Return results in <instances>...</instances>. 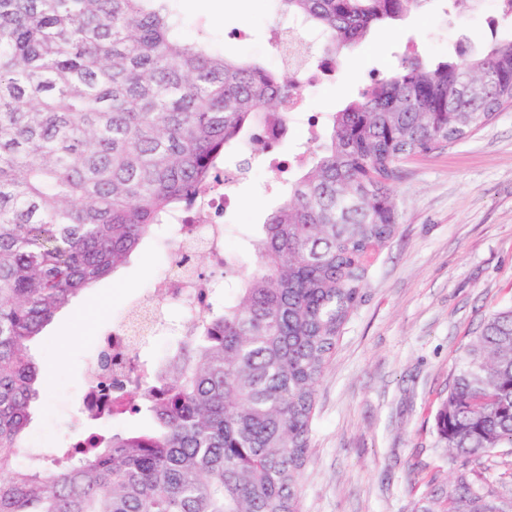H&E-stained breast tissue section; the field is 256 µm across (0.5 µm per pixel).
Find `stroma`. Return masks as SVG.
<instances>
[{
    "instance_id": "35a3bbf8",
    "label": "stroma",
    "mask_w": 512,
    "mask_h": 512,
    "mask_svg": "<svg viewBox=\"0 0 512 512\" xmlns=\"http://www.w3.org/2000/svg\"><path fill=\"white\" fill-rule=\"evenodd\" d=\"M182 36L206 32L225 51L280 61L270 44L274 20L266 0H184ZM489 0L471 10L424 0L403 21L346 53L334 79L308 88L309 113L339 109L372 75L396 69L410 51L428 61L479 50ZM243 28L248 37L228 34ZM237 177V204L222 222L243 263L235 233L263 223L278 204L260 169ZM397 233L369 276L365 300L345 326L317 387V416L300 476L303 512H432L433 495L451 465L437 446L435 414L448 376L481 322L512 305V109L464 140L406 163L395 184ZM175 235L163 232L145 254L98 283L56 315L31 345L54 372L28 430L34 448L51 447L78 426L77 404L106 333L132 306L147 302L165 273ZM476 480L512 504V450L475 467Z\"/></svg>"
}]
</instances>
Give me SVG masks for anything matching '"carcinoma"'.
Masks as SVG:
<instances>
[{
	"label": "carcinoma",
	"instance_id": "1",
	"mask_svg": "<svg viewBox=\"0 0 512 512\" xmlns=\"http://www.w3.org/2000/svg\"><path fill=\"white\" fill-rule=\"evenodd\" d=\"M181 0H0V512H301L316 391L371 270L396 235L401 165L512 106V32L426 64L413 52L336 112L279 206L248 237L255 261L209 299L172 358L130 387L97 352L111 410L27 452L51 370L28 344L115 274L221 176L260 129L290 121L299 85L251 56L180 35ZM340 64L421 0H267ZM147 426L116 430L126 414ZM454 476L440 512H507L474 464L512 448V307L464 347L436 413ZM30 463H19L22 456Z\"/></svg>",
	"mask_w": 512,
	"mask_h": 512
}]
</instances>
